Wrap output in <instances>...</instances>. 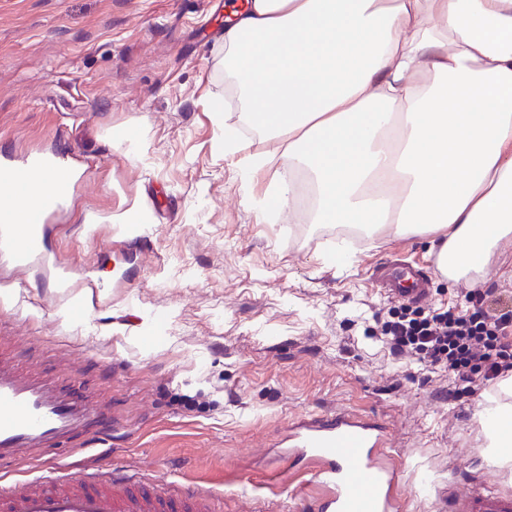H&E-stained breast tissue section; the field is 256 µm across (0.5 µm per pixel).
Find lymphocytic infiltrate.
I'll return each instance as SVG.
<instances>
[{
	"label": "lymphocytic infiltrate",
	"instance_id": "1",
	"mask_svg": "<svg viewBox=\"0 0 512 512\" xmlns=\"http://www.w3.org/2000/svg\"><path fill=\"white\" fill-rule=\"evenodd\" d=\"M464 309L418 307L386 322L382 334L390 349L434 371L453 374L454 397L512 375V301L488 299L473 289Z\"/></svg>",
	"mask_w": 512,
	"mask_h": 512
}]
</instances>
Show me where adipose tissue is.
<instances>
[{
  "label": "adipose tissue",
  "instance_id": "1",
  "mask_svg": "<svg viewBox=\"0 0 512 512\" xmlns=\"http://www.w3.org/2000/svg\"><path fill=\"white\" fill-rule=\"evenodd\" d=\"M224 78L242 127L224 152L251 181L272 161L268 221L307 173L311 224L425 238L447 279L481 286L512 242V0H241ZM276 144L247 153L241 128ZM512 460V403L479 413Z\"/></svg>",
  "mask_w": 512,
  "mask_h": 512
}]
</instances>
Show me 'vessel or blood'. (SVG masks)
Wrapping results in <instances>:
<instances>
[{
	"instance_id": "obj_1",
	"label": "vessel or blood",
	"mask_w": 512,
	"mask_h": 512,
	"mask_svg": "<svg viewBox=\"0 0 512 512\" xmlns=\"http://www.w3.org/2000/svg\"><path fill=\"white\" fill-rule=\"evenodd\" d=\"M53 176L54 196L22 223L0 225V256L18 268L50 264L44 221L68 198L71 175L55 153L32 154L6 175L15 190L30 181L32 170ZM386 292L419 300L429 282L417 262L393 264L376 273ZM97 410L77 392L61 393L33 381L19 380L0 362V457L22 448L47 447L96 421ZM384 426L345 411H333L292 424L279 441L282 467L274 479L290 480L294 460H305L311 476L326 489L316 512H403L399 494L403 470L387 449ZM218 493L212 488L177 486L162 478L141 479L126 473L97 471L74 479L41 475L21 485L0 486V512H213ZM450 512H512V495L483 487Z\"/></svg>"
}]
</instances>
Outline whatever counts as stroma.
Wrapping results in <instances>:
<instances>
[{
	"instance_id": "1",
	"label": "stroma",
	"mask_w": 512,
	"mask_h": 512,
	"mask_svg": "<svg viewBox=\"0 0 512 512\" xmlns=\"http://www.w3.org/2000/svg\"><path fill=\"white\" fill-rule=\"evenodd\" d=\"M233 0H0V159L67 155L72 190L48 218L70 285L0 259V356L75 387L113 417L97 450L28 449L0 475L59 458L215 488L216 512H312L316 484L268 487L290 421L344 410L383 424L406 512H448L475 485L512 494V463L487 460L477 412L496 385L453 399L380 340L405 302L377 264L435 263L427 242L339 224L258 222L224 154V19ZM138 125L140 155L113 145ZM150 215L138 232L112 218ZM351 243V264L328 256ZM86 305L74 317L72 303Z\"/></svg>"
}]
</instances>
